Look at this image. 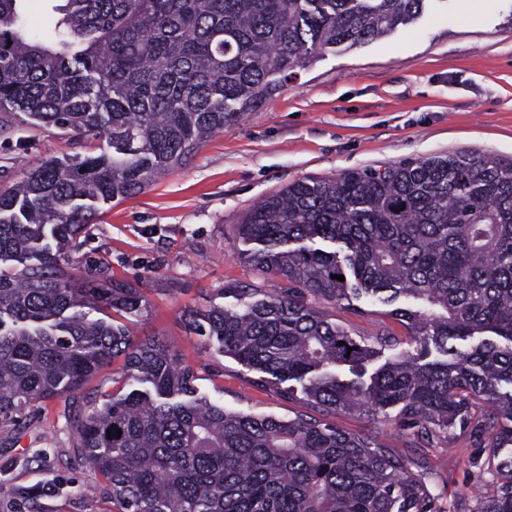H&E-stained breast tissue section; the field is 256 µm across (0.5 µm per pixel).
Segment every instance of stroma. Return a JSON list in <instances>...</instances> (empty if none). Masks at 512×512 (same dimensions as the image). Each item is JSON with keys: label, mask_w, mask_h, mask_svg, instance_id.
Instances as JSON below:
<instances>
[{"label": "stroma", "mask_w": 512, "mask_h": 512, "mask_svg": "<svg viewBox=\"0 0 512 512\" xmlns=\"http://www.w3.org/2000/svg\"><path fill=\"white\" fill-rule=\"evenodd\" d=\"M84 150L57 129L0 112V189L42 161ZM458 151L512 157V0H452L448 10L387 37L326 53L200 144L186 165L95 217L69 255L84 274L141 289L147 310L130 326L134 339L166 341L195 371L200 394L231 410L292 417L307 405L282 397L274 382L218 353L214 340L186 323L211 306H235V288H282V280L239 258L243 217L297 180ZM413 305L403 297L390 306L353 296L323 309L361 338L390 336L377 357L382 363L411 349L392 311ZM124 373L115 359L75 398L33 402L16 424L0 425V512H118L111 496L89 495L98 477L77 452L67 416L74 402L111 392ZM331 422L376 434L394 453L414 451L394 419L339 413ZM485 443L470 428L414 451L433 474L439 512H474V486L493 490Z\"/></svg>", "instance_id": "stroma-1"}]
</instances>
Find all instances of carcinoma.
I'll use <instances>...</instances> for the list:
<instances>
[{
    "label": "carcinoma",
    "mask_w": 512,
    "mask_h": 512,
    "mask_svg": "<svg viewBox=\"0 0 512 512\" xmlns=\"http://www.w3.org/2000/svg\"><path fill=\"white\" fill-rule=\"evenodd\" d=\"M24 2L0 0V110L98 145L0 191V421L121 357L148 389L68 418L119 512H439L420 460L325 421L392 409L416 448L458 427L486 433L496 488L477 512H512V158L460 152L299 180L246 213L242 260L286 287L238 288L236 307L187 324L246 368L300 383L317 418L199 395L165 342L132 339L140 289L60 268L104 206L185 164L327 49L382 38L431 0H64L44 36ZM352 293L420 303L396 311L417 348L367 384L336 369L360 377L377 349L317 306ZM432 347L446 359L426 360Z\"/></svg>",
    "instance_id": "carcinoma-1"
}]
</instances>
